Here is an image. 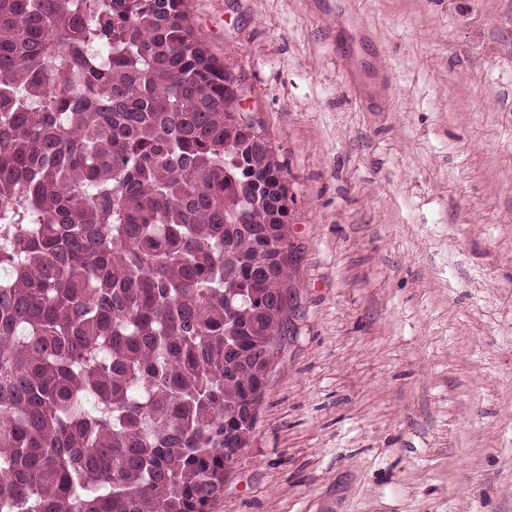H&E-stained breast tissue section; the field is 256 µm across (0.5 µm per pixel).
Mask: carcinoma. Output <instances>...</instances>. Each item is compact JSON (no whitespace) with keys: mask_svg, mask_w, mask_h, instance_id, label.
Segmentation results:
<instances>
[{"mask_svg":"<svg viewBox=\"0 0 512 512\" xmlns=\"http://www.w3.org/2000/svg\"><path fill=\"white\" fill-rule=\"evenodd\" d=\"M184 0H0V512H208L289 214Z\"/></svg>","mask_w":512,"mask_h":512,"instance_id":"obj_1","label":"carcinoma"}]
</instances>
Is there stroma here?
<instances>
[{"label":"stroma","mask_w":512,"mask_h":512,"mask_svg":"<svg viewBox=\"0 0 512 512\" xmlns=\"http://www.w3.org/2000/svg\"><path fill=\"white\" fill-rule=\"evenodd\" d=\"M290 196L209 512H512V0H185Z\"/></svg>","instance_id":"stroma-1"}]
</instances>
